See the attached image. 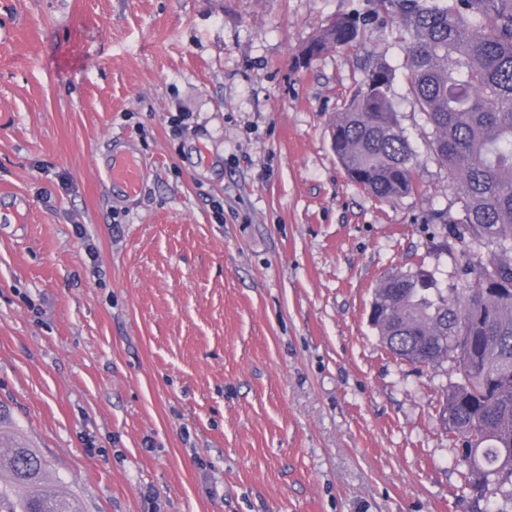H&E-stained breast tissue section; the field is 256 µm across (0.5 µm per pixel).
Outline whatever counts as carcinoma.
<instances>
[{
    "label": "carcinoma",
    "instance_id": "cac0c4a2",
    "mask_svg": "<svg viewBox=\"0 0 512 512\" xmlns=\"http://www.w3.org/2000/svg\"><path fill=\"white\" fill-rule=\"evenodd\" d=\"M401 24L406 77L433 130L436 156L456 179L463 216L452 238L468 243L462 281L440 287L423 264L396 271L375 289L371 324L394 358L435 367L456 362L460 380L439 413L462 440L455 457L475 500L490 490L512 504V0H375L374 13ZM370 18L339 16L301 51L310 61L350 47ZM393 70L370 68L365 89L331 122V142L350 179L378 199L420 192L414 150L391 92ZM0 506L6 512H81L46 488L47 465L0 430ZM25 493L10 499L9 490Z\"/></svg>",
    "mask_w": 512,
    "mask_h": 512
}]
</instances>
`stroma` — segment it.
Masks as SVG:
<instances>
[{"mask_svg": "<svg viewBox=\"0 0 512 512\" xmlns=\"http://www.w3.org/2000/svg\"><path fill=\"white\" fill-rule=\"evenodd\" d=\"M370 0H0V407L82 512H471L438 418L456 363L394 359L388 272L441 285L462 200L398 20L310 64ZM421 194L349 181L329 122L368 66ZM187 118L180 134L170 120ZM145 167L134 199L114 154ZM369 21L370 17L361 15L336 17L306 43L301 51L302 59L310 61L330 49L353 46Z\"/></svg>", "mask_w": 512, "mask_h": 512, "instance_id": "1", "label": "stroma"}]
</instances>
